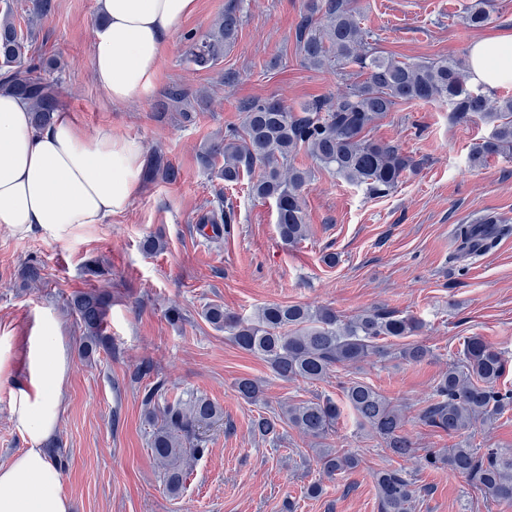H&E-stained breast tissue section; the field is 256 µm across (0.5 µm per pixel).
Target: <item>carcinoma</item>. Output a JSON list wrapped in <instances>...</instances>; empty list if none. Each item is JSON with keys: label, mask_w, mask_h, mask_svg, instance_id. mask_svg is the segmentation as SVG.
<instances>
[{"label": "carcinoma", "mask_w": 512, "mask_h": 512, "mask_svg": "<svg viewBox=\"0 0 512 512\" xmlns=\"http://www.w3.org/2000/svg\"><path fill=\"white\" fill-rule=\"evenodd\" d=\"M492 0L465 8L463 21L470 27L483 26L490 16ZM239 5L224 10L215 27L206 35L187 37L185 62L208 69L224 56L238 36ZM302 61L312 67L356 66L367 74L364 81L347 84L340 94L307 102L294 111L276 98L251 101L243 106L242 127H231L224 138L212 141L199 153L202 166L216 172L228 185L236 184L245 171L260 170L250 186L259 199L271 198L277 207V224L282 241L297 244L308 234L300 189L310 173L288 164L301 149L347 183L363 186L374 196H385L399 185L403 174L418 163L390 143L366 138L368 130L401 104L444 101L461 118L477 114L493 124L491 136L471 154L472 165L487 157L512 152V97L491 103L482 88L469 84L465 64L453 57L421 63L382 55L366 36L348 0H309L308 16L296 32ZM49 62L28 54L27 38L10 21L0 20V89L10 91L29 104L36 126L49 124L61 107L58 80L47 74ZM193 93L174 84L164 92L162 106L181 110L189 117ZM224 158L216 166L218 157ZM178 170L162 155L154 157L149 177L177 179ZM214 236L230 232L231 212L219 210L205 217ZM503 223L495 215H485L473 224L455 230L457 252L466 258L491 248ZM110 307L109 295L92 291L73 301L85 334L86 348L108 350L104 335ZM204 318L229 334L240 349L265 361L284 380L315 383L325 380L337 367H356L373 355L388 353L395 359L418 364L432 357L430 347L419 342H403L415 335L423 323L413 316L384 310H365L343 320L329 307L269 304L253 319L228 313L221 305H210ZM395 340L384 351L383 340ZM507 368L504 355L480 336L464 339L461 357L448 365L439 378L432 401L423 407L419 421L457 439L450 448L430 451L422 457L427 466H446L470 478L488 497L499 504L512 505V449L473 447L477 424H484L512 406V390L499 387ZM343 403L330 396L285 406L277 415L260 414L253 430L263 439L280 440L281 424L287 423L321 444L338 423L344 409L356 422L384 444L389 462L375 473L381 512H411L415 489L406 464L417 459L418 448L405 429L400 405L361 380L343 384ZM238 396L248 402L261 401L259 381L242 377L235 382ZM147 414L154 420L150 449L164 468L167 491L178 494L187 475L186 463L208 450L204 429L219 415L208 397L191 391L170 401L164 382L159 380L144 394ZM320 472L332 478L352 472L360 465L358 456L345 448L315 449Z\"/></svg>", "instance_id": "obj_1"}]
</instances>
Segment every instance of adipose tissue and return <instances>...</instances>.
<instances>
[{
  "mask_svg": "<svg viewBox=\"0 0 512 512\" xmlns=\"http://www.w3.org/2000/svg\"><path fill=\"white\" fill-rule=\"evenodd\" d=\"M92 75L113 104L148 98L169 39L196 0H97ZM474 84L512 83V35L475 42ZM146 149L111 125L87 132L67 112L36 127L29 105L0 94V228L64 241L88 225L125 212L141 190ZM69 358L61 328L44 315L22 342L0 336V387L10 419L28 446L0 466V512H69L62 475L44 443L61 418Z\"/></svg>",
  "mask_w": 512,
  "mask_h": 512,
  "instance_id": "1",
  "label": "adipose tissue"
}]
</instances>
